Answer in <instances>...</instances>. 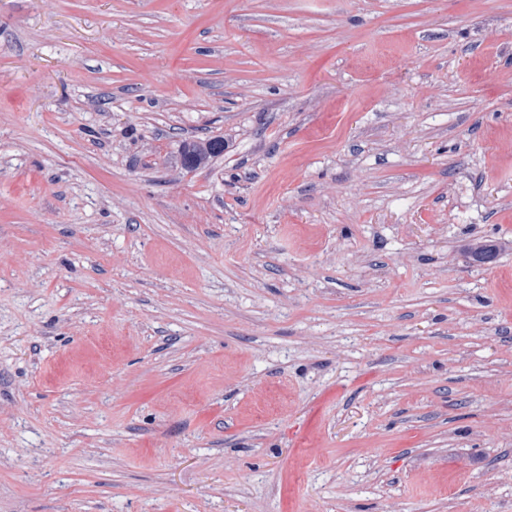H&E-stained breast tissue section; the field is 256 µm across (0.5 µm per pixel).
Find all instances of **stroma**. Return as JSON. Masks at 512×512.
<instances>
[{
	"label": "stroma",
	"instance_id": "obj_1",
	"mask_svg": "<svg viewBox=\"0 0 512 512\" xmlns=\"http://www.w3.org/2000/svg\"><path fill=\"white\" fill-rule=\"evenodd\" d=\"M0 512H512V0H0ZM224 153V139H203L189 144L182 156V166L193 169L208 164L213 158Z\"/></svg>",
	"mask_w": 512,
	"mask_h": 512
}]
</instances>
